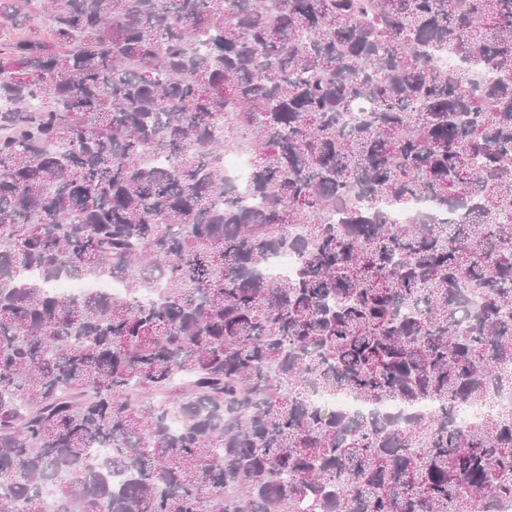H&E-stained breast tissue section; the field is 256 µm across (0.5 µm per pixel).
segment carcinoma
Listing matches in <instances>:
<instances>
[{"instance_id":"1","label":"carcinoma","mask_w":512,"mask_h":512,"mask_svg":"<svg viewBox=\"0 0 512 512\" xmlns=\"http://www.w3.org/2000/svg\"><path fill=\"white\" fill-rule=\"evenodd\" d=\"M38 24L0 41V512H498L512 0H0ZM419 197L453 220L391 223ZM224 170L230 177L237 179L241 183H245L250 174L248 150L242 149L237 153L225 156ZM299 260L294 254H280L274 256L268 266V275L276 280L290 278L294 276L298 270ZM56 288H53L58 293H63L71 296H77L88 288H110L112 295L121 297L124 294V288L117 281L110 279H103L96 283H83L73 281H59L54 284Z\"/></svg>"}]
</instances>
